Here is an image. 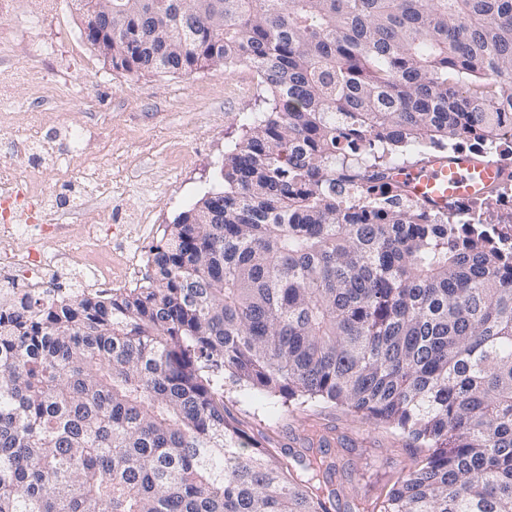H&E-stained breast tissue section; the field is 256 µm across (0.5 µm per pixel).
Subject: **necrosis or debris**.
<instances>
[{"label":"necrosis or debris","instance_id":"1","mask_svg":"<svg viewBox=\"0 0 512 512\" xmlns=\"http://www.w3.org/2000/svg\"><path fill=\"white\" fill-rule=\"evenodd\" d=\"M450 154L467 153L474 161H492L502 171L493 185L497 196L488 209L479 210L470 199L449 200L446 207L459 224H490L504 245H512V127L500 129L495 142L486 138L452 142ZM56 200L52 193L35 190L31 181L19 178L10 168L0 169V275L17 295L59 299L67 291L53 286L63 274L79 272V286L114 290L133 287L139 281L145 245L159 227L142 224H85L79 242L68 239L63 227L48 223ZM27 247H14L17 238Z\"/></svg>","mask_w":512,"mask_h":512}]
</instances>
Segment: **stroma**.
<instances>
[{"label":"stroma","mask_w":512,"mask_h":512,"mask_svg":"<svg viewBox=\"0 0 512 512\" xmlns=\"http://www.w3.org/2000/svg\"><path fill=\"white\" fill-rule=\"evenodd\" d=\"M77 0H0V166L27 174L57 194L50 223L80 239L87 220L169 225L206 192L224 186L221 170L231 130L255 108L251 70L239 66L187 73L126 72L104 63L80 34ZM84 125V150L61 172L38 168L14 150V131L36 129L47 144L68 148L62 129ZM95 167L98 191L80 182ZM224 408L237 425L285 462L323 433L333 438L323 459L338 491L333 512L379 501L413 465L399 433L339 409H320L247 386L224 387Z\"/></svg>","instance_id":"35a3bbf8"}]
</instances>
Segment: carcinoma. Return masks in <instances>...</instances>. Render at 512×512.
<instances>
[{
    "instance_id": "1",
    "label": "carcinoma",
    "mask_w": 512,
    "mask_h": 512,
    "mask_svg": "<svg viewBox=\"0 0 512 512\" xmlns=\"http://www.w3.org/2000/svg\"><path fill=\"white\" fill-rule=\"evenodd\" d=\"M112 68L253 71L224 189L138 288L0 303V512H330L224 385L416 445L362 512H512V254L480 226L342 197L512 106V0H112Z\"/></svg>"
}]
</instances>
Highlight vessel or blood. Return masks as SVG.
Returning <instances> with one entry per match:
<instances>
[{
    "instance_id": "b4317fda",
    "label": "vessel or blood",
    "mask_w": 512,
    "mask_h": 512,
    "mask_svg": "<svg viewBox=\"0 0 512 512\" xmlns=\"http://www.w3.org/2000/svg\"><path fill=\"white\" fill-rule=\"evenodd\" d=\"M499 169L493 164H476L466 156L441 159L425 169H407L401 175L424 201L446 205L452 196H477L497 180Z\"/></svg>"
}]
</instances>
